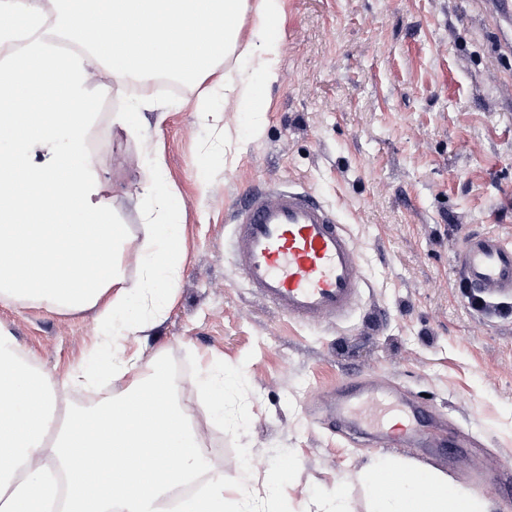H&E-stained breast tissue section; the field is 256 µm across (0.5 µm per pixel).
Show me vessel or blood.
<instances>
[{"label": "vessel or blood", "instance_id": "obj_1", "mask_svg": "<svg viewBox=\"0 0 512 512\" xmlns=\"http://www.w3.org/2000/svg\"><path fill=\"white\" fill-rule=\"evenodd\" d=\"M230 247L248 287L289 317L337 322L358 303L360 256L343 224L309 192L249 193L237 209ZM453 262L470 293L512 296V244L495 234L465 235Z\"/></svg>", "mask_w": 512, "mask_h": 512}]
</instances>
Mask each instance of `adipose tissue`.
I'll list each match as a JSON object with an SVG mask.
<instances>
[{"instance_id": "obj_1", "label": "adipose tissue", "mask_w": 512, "mask_h": 512, "mask_svg": "<svg viewBox=\"0 0 512 512\" xmlns=\"http://www.w3.org/2000/svg\"><path fill=\"white\" fill-rule=\"evenodd\" d=\"M52 32L86 36L84 51L57 53L32 0H0V46L27 32L18 55L0 64V302L31 300L60 312L95 310L99 333L67 387L101 377L125 380L119 395L91 409L74 408L0 328V512H252L242 473L234 489L223 477L202 496H178L203 472L204 441L193 412L176 395L163 354L144 358L130 340L168 313L180 265L183 227L171 199L159 191L165 164L155 158L142 181L153 202L147 235L136 251L138 279H128L129 239L101 197L102 184L85 151L94 123L90 66L100 62L117 81L141 74L192 82L210 75L238 47L246 13L262 40L256 66L274 78L280 53L279 0H64ZM92 252L93 264L84 261ZM237 374L223 367L198 382L206 407L224 418V393ZM163 409L138 408L154 394ZM104 466L97 485L83 473ZM400 475L384 491L383 473ZM363 483L370 512H488L482 498L447 479L392 462L369 468Z\"/></svg>"}]
</instances>
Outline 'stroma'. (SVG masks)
I'll use <instances>...</instances> for the list:
<instances>
[{
  "label": "stroma",
  "mask_w": 512,
  "mask_h": 512,
  "mask_svg": "<svg viewBox=\"0 0 512 512\" xmlns=\"http://www.w3.org/2000/svg\"><path fill=\"white\" fill-rule=\"evenodd\" d=\"M492 0H279L282 48L259 99L225 103L217 75L169 95L93 70L112 93L86 149L115 223L145 239L141 188L153 155L185 226L173 303L145 355L163 352L204 439V478L251 469L258 512H315L343 490L367 512L354 476L394 459L447 476L512 512L499 490L512 462V311L471 310L452 255L469 232L512 243V22ZM160 102L137 131L112 124L142 97ZM211 113L201 121L200 111ZM291 186L333 210L364 270L357 310L305 323L259 300L228 248L243 192ZM0 326L28 359L65 384L98 330L94 311L0 303ZM242 369L215 424L193 379ZM416 407L429 436L394 448L339 427L334 405L363 386ZM453 442L455 465L435 461Z\"/></svg>",
  "instance_id": "1"
}]
</instances>
